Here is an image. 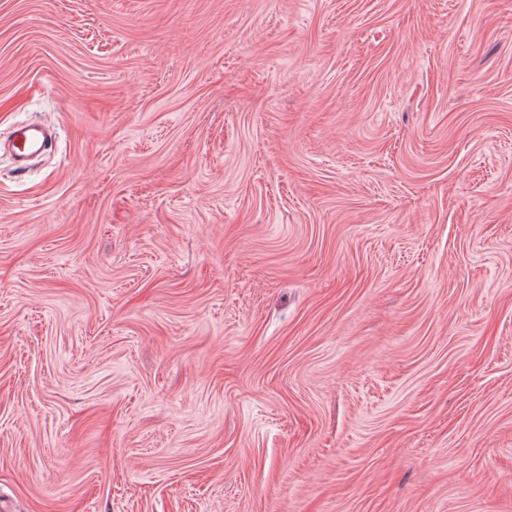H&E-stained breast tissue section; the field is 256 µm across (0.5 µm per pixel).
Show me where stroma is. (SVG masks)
I'll list each match as a JSON object with an SVG mask.
<instances>
[{"mask_svg": "<svg viewBox=\"0 0 512 512\" xmlns=\"http://www.w3.org/2000/svg\"><path fill=\"white\" fill-rule=\"evenodd\" d=\"M0 512H512V0H0ZM17 161L21 164L30 154L43 151L52 143V135L48 127L38 121L29 122L15 132Z\"/></svg>", "mask_w": 512, "mask_h": 512, "instance_id": "stroma-1", "label": "stroma"}]
</instances>
